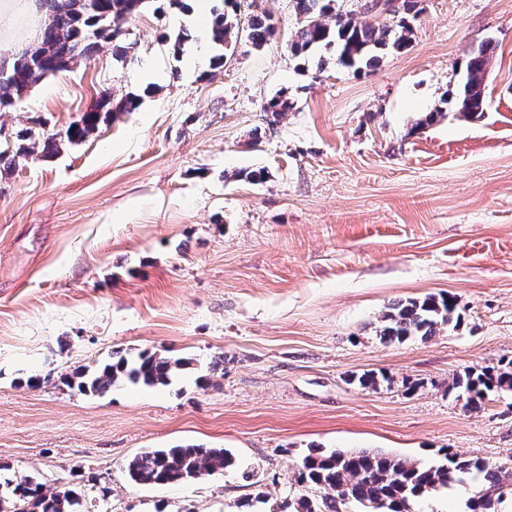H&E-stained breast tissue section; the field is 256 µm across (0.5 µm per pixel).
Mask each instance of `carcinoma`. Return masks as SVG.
Segmentation results:
<instances>
[{
	"label": "carcinoma",
	"instance_id": "1",
	"mask_svg": "<svg viewBox=\"0 0 512 512\" xmlns=\"http://www.w3.org/2000/svg\"><path fill=\"white\" fill-rule=\"evenodd\" d=\"M160 0H44L49 11L48 23L39 45L24 51L0 71L16 73L30 84L67 70L77 59H91L100 42L110 41L114 55L123 58L126 46L117 28ZM212 8L210 39L217 53L212 65L223 66L224 54L235 50L232 33L244 32L254 49L263 48L276 34L273 16L262 10L242 22L231 10L235 0H220ZM334 0H294L299 29L289 51L304 59L320 47L336 48V65L355 72L380 62L388 51L408 48L413 34L412 21L421 13L420 0H384L390 5L389 22L372 25L356 20L352 13H336ZM331 18L332 23L325 22ZM496 45L482 42L469 54L456 97L465 115L480 117L486 106L484 77ZM140 97L127 93L119 98L102 97L97 106L70 124L62 133L42 139L29 130L16 133L9 150L0 151V166L10 169L16 161L41 150L46 155L59 151L63 143L77 145L85 141L102 122L136 110ZM291 108L283 96L271 99L264 107L266 122L273 125ZM379 336L390 343L410 337L428 340L461 324L457 302L448 294L428 295L399 301L380 318ZM189 362L184 358L163 356L149 350L137 353L115 350L106 362L93 369L79 367L60 376L61 385L85 395H101L119 384L167 386ZM448 392L464 397V407L476 410L490 397L512 393V356L501 357L497 364L480 369L469 367L453 375ZM232 465L224 448L186 445L144 451L124 466L126 475L136 485L163 486L198 480L222 472ZM481 478L468 500L470 512H498V506L512 498V468L491 464L478 457L465 458L442 448L435 460L424 463L381 452L334 449L314 450L298 466L297 483L301 487H320L329 491L324 497L301 496L294 512H344L355 506L357 512H414L416 502L448 488L464 485L473 477ZM7 488L0 496V512H78L87 494V484L58 488L39 478L21 475L0 482Z\"/></svg>",
	"mask_w": 512,
	"mask_h": 512
}]
</instances>
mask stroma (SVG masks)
<instances>
[{"mask_svg":"<svg viewBox=\"0 0 512 512\" xmlns=\"http://www.w3.org/2000/svg\"><path fill=\"white\" fill-rule=\"evenodd\" d=\"M258 6L274 39L221 68L188 66L196 12L149 9L126 25L127 58L103 44L0 112L6 139L65 130L105 92L143 96L84 142L0 173V462L56 486L96 477L87 512H286L318 494L296 483L316 446L512 461V394L470 411L448 393L453 374L512 355V0H422L411 46L357 73L330 52L291 56L293 0H237L239 18ZM44 22L37 0L1 15L0 61ZM182 28L178 57L162 36ZM488 39L472 119L443 101ZM279 94L293 107L271 126L263 106ZM259 169L265 182L241 176ZM440 293L457 299V329L377 336L392 303ZM118 348L190 364L167 386L60 385ZM366 371L389 384L359 387ZM31 375L42 383L23 385ZM180 445L228 449L237 466L169 486L126 477L136 454Z\"/></svg>","mask_w":512,"mask_h":512,"instance_id":"obj_1","label":"stroma"}]
</instances>
